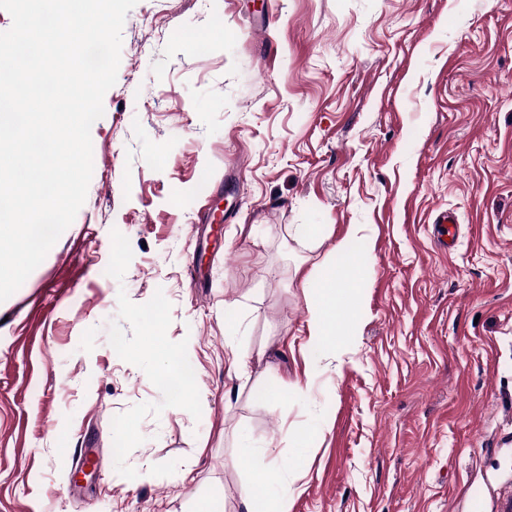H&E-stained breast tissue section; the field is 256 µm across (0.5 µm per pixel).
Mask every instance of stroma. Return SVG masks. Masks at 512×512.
<instances>
[{
	"label": "stroma",
	"mask_w": 512,
	"mask_h": 512,
	"mask_svg": "<svg viewBox=\"0 0 512 512\" xmlns=\"http://www.w3.org/2000/svg\"><path fill=\"white\" fill-rule=\"evenodd\" d=\"M103 106L0 302V512H240L272 460L285 512H503L512 0H138ZM354 225L359 327L313 375L305 278Z\"/></svg>",
	"instance_id": "1"
}]
</instances>
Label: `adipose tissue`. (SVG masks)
Segmentation results:
<instances>
[{"label": "adipose tissue", "instance_id": "ef3b65f1", "mask_svg": "<svg viewBox=\"0 0 512 512\" xmlns=\"http://www.w3.org/2000/svg\"><path fill=\"white\" fill-rule=\"evenodd\" d=\"M359 271L353 246L346 238L333 247L328 261L308 277L306 347L312 364H319L325 349L335 346L341 336L347 335L344 317L360 308V297L351 286Z\"/></svg>", "mask_w": 512, "mask_h": 512}]
</instances>
